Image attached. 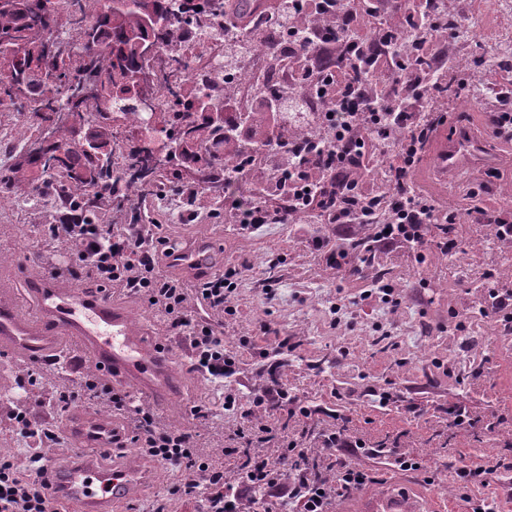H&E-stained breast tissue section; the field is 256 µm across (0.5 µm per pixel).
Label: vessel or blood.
I'll list each match as a JSON object with an SVG mask.
<instances>
[{"mask_svg":"<svg viewBox=\"0 0 512 512\" xmlns=\"http://www.w3.org/2000/svg\"><path fill=\"white\" fill-rule=\"evenodd\" d=\"M440 180L459 172L489 166L497 157L484 137L474 130L440 134L431 151ZM207 242L178 249L170 262L191 277L209 274L204 257ZM75 345L81 358L131 387L139 398L164 405L177 396L181 382L168 366V356L125 308L103 294L70 286L43 274L25 281L0 275V348L25 358L60 356ZM112 421L80 410L69 422L77 453L57 471L50 494L74 512H112L143 485L149 473L136 458L120 468H108L101 457L112 448ZM439 497L425 499L389 488L363 496L356 512H447Z\"/></svg>","mask_w":512,"mask_h":512,"instance_id":"1","label":"vessel or blood"}]
</instances>
